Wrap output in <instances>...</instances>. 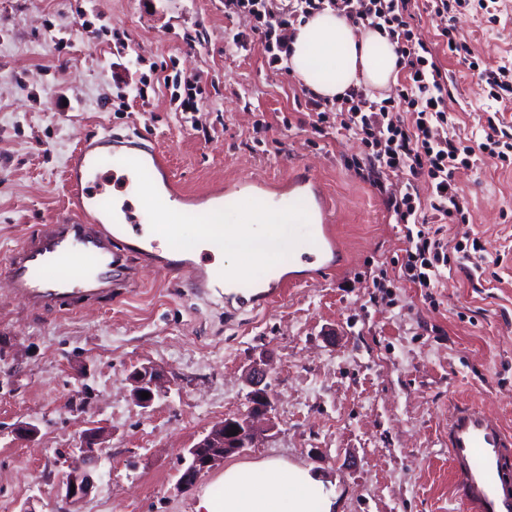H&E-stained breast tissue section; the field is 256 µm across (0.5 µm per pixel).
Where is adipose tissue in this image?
<instances>
[{"label": "adipose tissue", "mask_w": 512, "mask_h": 512, "mask_svg": "<svg viewBox=\"0 0 512 512\" xmlns=\"http://www.w3.org/2000/svg\"><path fill=\"white\" fill-rule=\"evenodd\" d=\"M289 65L316 96L335 101L353 87L387 89L396 79L398 56L386 34L361 30L332 9L314 13L296 25L288 43ZM301 212H269L257 199L234 211L209 215L212 235L193 232L199 249L216 265L234 271L254 268L288 254V240L270 233L273 224H301ZM336 496L309 470L282 458L232 463L195 497L193 512H334Z\"/></svg>", "instance_id": "obj_1"}]
</instances>
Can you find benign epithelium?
Returning a JSON list of instances; mask_svg holds the SVG:
<instances>
[{"label": "benign epithelium", "mask_w": 512, "mask_h": 512, "mask_svg": "<svg viewBox=\"0 0 512 512\" xmlns=\"http://www.w3.org/2000/svg\"><path fill=\"white\" fill-rule=\"evenodd\" d=\"M250 407L240 415L227 416L215 423L193 446L185 449L186 464L179 482L183 486L192 485L203 473L224 463V459L255 446L258 438L259 421L270 422L273 419L275 406L265 381L268 378L265 359L251 361L248 368ZM133 386L132 396L137 405L142 408L150 407L155 398L161 395L163 389V373L153 366H141L129 375ZM150 393L147 399L141 398V392ZM237 429V434L230 435L228 431ZM103 432L92 428L78 436L74 457L68 465L63 484L65 497L77 502L83 500L91 492L94 481L92 473L99 469L102 462Z\"/></svg>", "instance_id": "benign-epithelium-1"}]
</instances>
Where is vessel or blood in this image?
Instances as JSON below:
<instances>
[{"label": "vessel or blood", "instance_id": "1", "mask_svg": "<svg viewBox=\"0 0 512 512\" xmlns=\"http://www.w3.org/2000/svg\"><path fill=\"white\" fill-rule=\"evenodd\" d=\"M107 158L119 167L117 189L127 197L118 208L104 203L107 182L102 162ZM66 180L76 215L40 225L0 264V278L16 297L35 310H73L81 302L111 300L113 288L131 285V255H140L159 271L171 269L157 239L142 237L139 230L148 221L161 223L165 235L174 237L171 221L184 213L169 166L152 140L110 130L87 137L69 159ZM305 185V180L296 181L293 200L316 209L317 221L289 225V232L300 234L302 246L291 249L288 257L326 270L327 250L335 245L334 214L325 195H302ZM148 189L155 192L153 208H133L130 197ZM174 269L180 280L203 295L220 293L234 301L240 313L258 295L260 285L244 269L229 275L192 261ZM448 455L464 512H512V433L493 424L478 406H456L448 419Z\"/></svg>", "mask_w": 512, "mask_h": 512}]
</instances>
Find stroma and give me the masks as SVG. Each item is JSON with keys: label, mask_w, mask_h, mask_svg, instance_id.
<instances>
[{"label": "stroma", "mask_w": 512, "mask_h": 512, "mask_svg": "<svg viewBox=\"0 0 512 512\" xmlns=\"http://www.w3.org/2000/svg\"><path fill=\"white\" fill-rule=\"evenodd\" d=\"M224 0H0V258L25 234L67 211L63 171L85 136L144 132L166 152L179 189L197 198L288 191L307 172L335 206L341 266L258 310L232 313L142 264L133 287L108 303L56 314L28 309L0 280V512H191L198 488L179 484L185 448L224 417L248 409L246 369L265 358L274 426L240 462L281 457L319 474L335 512H462L448 459V417L469 403L512 430V170L458 167L453 181L495 274L452 270L425 298L405 282L400 228L387 193L350 166L366 150L331 114L307 126L301 83L270 69L259 42L229 55ZM457 41L482 62L512 66V0H478L453 13ZM414 27L452 78L446 105L458 133L482 139L499 103L479 67L450 56L428 12ZM66 42L55 45L50 31ZM169 75L157 88L156 70ZM150 82L122 97L112 80ZM195 91L192 122L170 106ZM386 276L389 285L374 287ZM168 377L149 408L130 373ZM38 432L17 438V424ZM97 427L105 459L83 501L62 481L79 435Z\"/></svg>", "instance_id": "stroma-1"}]
</instances>
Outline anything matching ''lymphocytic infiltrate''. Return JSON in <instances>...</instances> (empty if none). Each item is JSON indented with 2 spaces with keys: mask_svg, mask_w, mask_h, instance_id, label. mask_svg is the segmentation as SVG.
Listing matches in <instances>:
<instances>
[{
  "mask_svg": "<svg viewBox=\"0 0 512 512\" xmlns=\"http://www.w3.org/2000/svg\"><path fill=\"white\" fill-rule=\"evenodd\" d=\"M225 9L256 21L270 66L288 71V36L299 18L332 8L361 29L387 31L399 55L398 92L379 97L365 88L350 89L330 103L308 96L312 128L340 112V128L366 146L354 167L373 187L391 172L409 177L385 205L406 244V281L437 286L448 268L445 230H452L461 261L472 259L469 203L452 180L457 165L496 167L512 162V126L493 128L483 140L465 143L448 130L445 98L448 73L412 26L415 0H224Z\"/></svg>",
  "mask_w": 512,
  "mask_h": 512,
  "instance_id": "1",
  "label": "lymphocytic infiltrate"
}]
</instances>
